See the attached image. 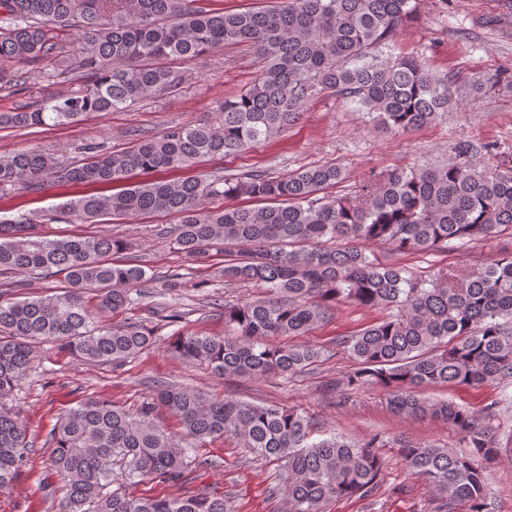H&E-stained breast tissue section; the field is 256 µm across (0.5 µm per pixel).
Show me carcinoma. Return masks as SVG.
<instances>
[{
    "label": "carcinoma",
    "instance_id": "cac0c4a2",
    "mask_svg": "<svg viewBox=\"0 0 512 512\" xmlns=\"http://www.w3.org/2000/svg\"><path fill=\"white\" fill-rule=\"evenodd\" d=\"M417 7L418 0H276L268 9L216 13L198 0H0V90L22 95L64 75L82 82L0 113V127H62L168 95L191 79L189 62L226 44H252L265 66L248 88L220 103L221 125L200 119L172 126L119 153L90 142L78 164L40 147L0 156V191L119 184L112 194L60 203L48 220L169 214L178 218L175 243L187 257L224 249V276L265 294L224 304L225 336L178 335L173 349L190 364L246 378L303 373L321 351L288 338L306 335L344 302L384 311L336 340L354 362L342 385L350 392L380 387L393 412L440 419L472 449L460 455L431 443L334 433L314 440L307 416L293 407L161 384L134 411L89 398L60 417L47 468L65 483L63 512H233L229 500L203 489L135 497L114 479L118 468L128 484H182L204 465L192 443L228 435L256 458L279 464L286 512H323L333 499L376 495L384 469L379 448L399 449L406 466L446 496L448 512L459 504L490 512L485 463L512 447L491 423L497 402L478 413L424 392L512 378V255L476 270L440 269L426 280L369 256L357 242L414 253L512 235L511 174L466 161L395 168L336 197L319 196L342 180L334 165L277 177L250 171L231 179L131 181L269 140L326 90L396 132L434 121L454 103L448 76L415 56L380 53ZM63 30L76 32L74 49L59 39ZM238 196L262 205L208 206L212 198ZM127 248L116 236L49 239L27 214L0 216V275L61 276L66 283L51 297L0 298V492L31 454L27 425L9 402L32 368L37 343L58 340L85 361L114 366L156 344L155 330L139 321H99L131 305L132 289L147 282L142 267L113 262ZM160 407L176 416L180 431L155 422Z\"/></svg>",
    "mask_w": 512,
    "mask_h": 512
}]
</instances>
